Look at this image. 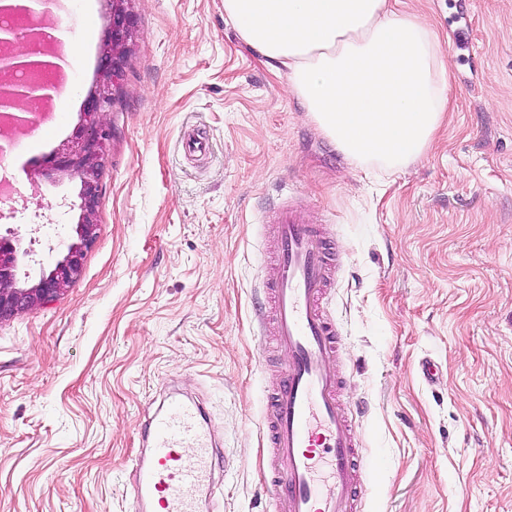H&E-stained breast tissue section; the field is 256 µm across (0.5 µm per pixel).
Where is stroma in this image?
Instances as JSON below:
<instances>
[{
  "label": "stroma",
  "mask_w": 512,
  "mask_h": 512,
  "mask_svg": "<svg viewBox=\"0 0 512 512\" xmlns=\"http://www.w3.org/2000/svg\"><path fill=\"white\" fill-rule=\"evenodd\" d=\"M399 6L438 32L451 107L424 157L387 176L316 128L287 74L238 41L224 0H131L83 275L0 321V512H140L141 425L174 396L209 414L199 512H277L262 423L284 358L258 316L281 189L342 253L325 309L364 512H512V0ZM106 13L78 0L55 14L75 44L53 102L65 118L17 146L46 156L80 126ZM191 134L207 154L184 151ZM7 174L0 235L32 250L18 264L29 286L75 237L80 183L36 165Z\"/></svg>",
  "instance_id": "35a3bbf8"
}]
</instances>
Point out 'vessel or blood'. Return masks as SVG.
I'll return each mask as SVG.
<instances>
[{
    "mask_svg": "<svg viewBox=\"0 0 512 512\" xmlns=\"http://www.w3.org/2000/svg\"><path fill=\"white\" fill-rule=\"evenodd\" d=\"M277 277L267 316L285 354V381L268 397L267 446L281 465L271 485L281 512H362L359 442L338 397V328L323 299L333 260L317 224L292 203L273 219ZM150 454L135 465L139 496L156 512H197L196 490L210 468L200 407L171 400L145 425Z\"/></svg>",
    "mask_w": 512,
    "mask_h": 512,
    "instance_id": "b4317fda",
    "label": "vessel or blood"
}]
</instances>
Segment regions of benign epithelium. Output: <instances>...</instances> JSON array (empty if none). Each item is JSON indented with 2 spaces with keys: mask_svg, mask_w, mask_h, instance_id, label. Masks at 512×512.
Here are the masks:
<instances>
[{
  "mask_svg": "<svg viewBox=\"0 0 512 512\" xmlns=\"http://www.w3.org/2000/svg\"><path fill=\"white\" fill-rule=\"evenodd\" d=\"M49 0H34L38 7L8 4L0 0V15L22 16L33 20L26 31L0 27V43L8 51L0 55L1 71H21L38 74L50 69V65L39 62L22 63L20 59L31 55V51L20 50V45L36 39L41 28L36 20L47 15ZM105 36L101 43L102 79L96 88L89 91L85 104L83 123L76 131L71 145L47 159L55 174H64L80 182L81 219L75 227L76 241L72 242L64 257L57 261L47 274L29 287L18 285L16 267L18 255H29L19 251V241L0 237V320L36 306L55 301L74 283L82 273L84 251L97 237L96 211L99 199L100 178L104 165L111 128L103 120L105 113L112 111L123 65L134 40L133 21L126 4L130 0H108ZM52 86L39 81L22 83H0V116L17 129L35 121L30 111L21 108V102L52 98L48 90Z\"/></svg>",
  "mask_w": 512,
  "mask_h": 512,
  "instance_id": "benign-epithelium-1",
  "label": "benign epithelium"
}]
</instances>
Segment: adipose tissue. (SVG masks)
I'll return each mask as SVG.
<instances>
[{
  "label": "adipose tissue",
  "mask_w": 512,
  "mask_h": 512,
  "mask_svg": "<svg viewBox=\"0 0 512 512\" xmlns=\"http://www.w3.org/2000/svg\"><path fill=\"white\" fill-rule=\"evenodd\" d=\"M224 16L351 164L393 173L426 153L449 95L425 18L397 0H224Z\"/></svg>",
  "instance_id": "obj_1"
}]
</instances>
